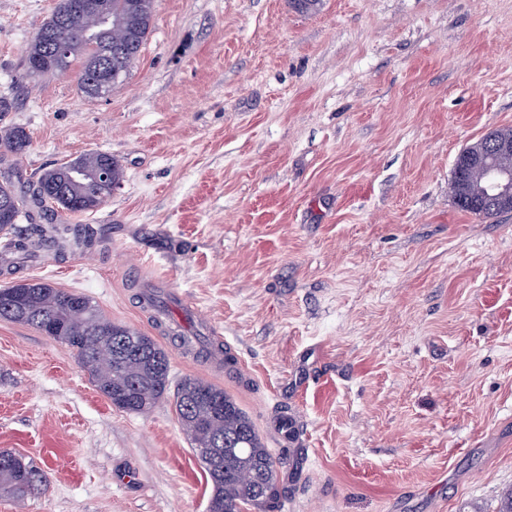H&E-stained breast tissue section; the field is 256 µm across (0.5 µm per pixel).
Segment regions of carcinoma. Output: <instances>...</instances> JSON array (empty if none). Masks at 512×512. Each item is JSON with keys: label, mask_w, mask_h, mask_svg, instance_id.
Wrapping results in <instances>:
<instances>
[{"label": "carcinoma", "mask_w": 512, "mask_h": 512, "mask_svg": "<svg viewBox=\"0 0 512 512\" xmlns=\"http://www.w3.org/2000/svg\"><path fill=\"white\" fill-rule=\"evenodd\" d=\"M83 0H59L56 9H66L60 23L44 22L25 51V65L31 76L65 74L70 66L58 67L49 58L42 38L68 46L71 63L84 62L104 55L112 83L123 80L137 61L151 29L154 0H109L112 17V46L124 52L104 51V40H93L88 33L96 28L92 13L81 7ZM29 147V137L19 126L0 127V149L21 156ZM110 167L111 184L123 178L120 164L112 155L90 152L44 171L37 182L29 183L13 164L0 158V232H15L20 217L29 224L24 236L11 246V253L22 259L41 251L53 250L65 256L67 247L88 246L91 237L81 228L53 221L56 209L71 213L89 212L106 203L112 193L98 183L93 174L102 166ZM482 171L474 169L461 187L452 176L450 190L460 210L484 218L496 214L478 209L468 195L479 192ZM75 293L56 288L43 281H22L0 290V318L40 329L32 320L39 315L55 319V335L73 347L81 364L94 380L97 389L119 409L137 414L149 412L166 392L169 384V360L165 351L150 336L140 335L139 352L107 368L93 359L103 339L123 336L130 328L107 319L91 298L86 307L72 305ZM196 355L204 359L223 357L224 367L232 368L235 358L217 341L199 342ZM177 418L193 450L216 445L217 457L199 456L211 482L210 512H244L252 507L259 512H280V459L266 447L249 415L224 388L196 377H185L178 384L174 398ZM47 482L46 474L31 461L10 452L0 451V493L22 499Z\"/></svg>", "instance_id": "carcinoma-1"}]
</instances>
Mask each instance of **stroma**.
I'll list each match as a JSON object with an SVG mask.
<instances>
[{"label": "stroma", "instance_id": "stroma-1", "mask_svg": "<svg viewBox=\"0 0 512 512\" xmlns=\"http://www.w3.org/2000/svg\"><path fill=\"white\" fill-rule=\"evenodd\" d=\"M57 0H0V127L29 180L89 152L124 178L57 212L91 247L0 272L90 297L223 387L281 457V512H495L512 487V212L457 208L455 159L512 128V0H154L109 96L31 76ZM158 291L162 322L143 301ZM221 341L235 371L181 339ZM0 450L47 483L0 512H207L171 399L112 406L68 344L0 319ZM29 147V137L19 126L0 127V149L9 155L22 156Z\"/></svg>", "mask_w": 512, "mask_h": 512}]
</instances>
